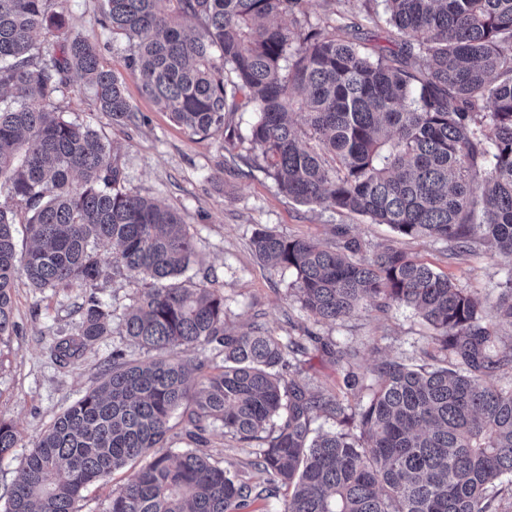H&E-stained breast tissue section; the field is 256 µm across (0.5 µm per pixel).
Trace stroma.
Listing matches in <instances>:
<instances>
[{"mask_svg": "<svg viewBox=\"0 0 512 512\" xmlns=\"http://www.w3.org/2000/svg\"><path fill=\"white\" fill-rule=\"evenodd\" d=\"M99 8L100 0H68L69 25L95 43L106 68L123 79L136 120L113 123L98 111L92 94L78 79L56 96L58 111L66 120L91 124L119 147L125 191L157 199L179 212L195 246L188 276L192 283H206L223 295L229 329L244 333L257 320L275 335L307 338L308 352L292 360L288 377L310 379L312 387L353 404L360 395L345 386L349 372L370 373L386 358L422 364L420 348L432 331L413 310L397 305L384 311L367 305L334 323L315 321L292 294L294 273L256 257L251 238L258 227L331 248L336 244L337 226L343 225L360 240L362 257H372L381 244L392 243L450 276L485 306L493 305L504 274L500 258L485 252L452 256L444 245L430 239L401 237L389 226L353 213L297 203L255 167L247 144L231 145L224 137H205L176 124L142 94L127 68L124 42L113 40L101 26ZM307 21L312 26H333L338 34L367 44L386 37L390 30L381 0H313ZM145 286L142 276L129 273L103 280L100 297L112 313L110 329L92 351L62 367L51 357L50 347L71 332L77 289L41 291L25 278L16 280L12 295L16 329L0 338V419L15 425L18 444L0 459V512H5L6 491L29 449L59 413L98 384L113 347L124 349L132 359L147 358L145 349L120 334L125 314ZM321 342L355 350L357 356L352 361L323 356L317 348ZM171 424V453L197 446L231 471L245 469L259 447L258 442L243 443L225 434L219 425L208 428L202 442H195L178 413Z\"/></svg>", "mask_w": 512, "mask_h": 512, "instance_id": "obj_1", "label": "stroma"}]
</instances>
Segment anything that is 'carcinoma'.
<instances>
[{
  "label": "carcinoma",
  "instance_id": "1",
  "mask_svg": "<svg viewBox=\"0 0 512 512\" xmlns=\"http://www.w3.org/2000/svg\"><path fill=\"white\" fill-rule=\"evenodd\" d=\"M53 1L67 2L0 0V195L24 204L32 242L17 253L16 213L0 205V338L15 327L18 277L77 288L79 321L52 346L67 365L109 330L100 280L137 272L153 283L125 316L124 335L166 355L113 351L101 383L25 457L6 512H80L89 485L136 463L108 512H253L261 493L245 472L197 449L166 451L181 407L198 439L218 423L263 442L251 466L267 475L268 495L291 490L280 512H499L512 486V387L483 378L512 368L496 332L512 325V0H381L393 31L371 48L325 26L297 34L277 22L311 0H104L100 23L125 41L130 73L178 125L211 135L224 131V113H255L240 139L282 194L508 264L488 313L392 244L365 259L353 238L328 250L256 230L255 255L294 271V295L314 319L398 305L434 331L433 351L423 350L434 364L383 360L368 376L349 374L347 386L368 392L354 405L286 376L289 354L306 353L301 342L258 321L233 333L223 296L180 281L194 243L177 210L125 192L120 154L55 110L77 75L112 121L135 118L122 80ZM186 16L196 25L182 24ZM193 345L223 365L205 375L204 361L178 356ZM320 413L355 430L316 429ZM17 442L0 420V457Z\"/></svg>",
  "mask_w": 512,
  "mask_h": 512
}]
</instances>
